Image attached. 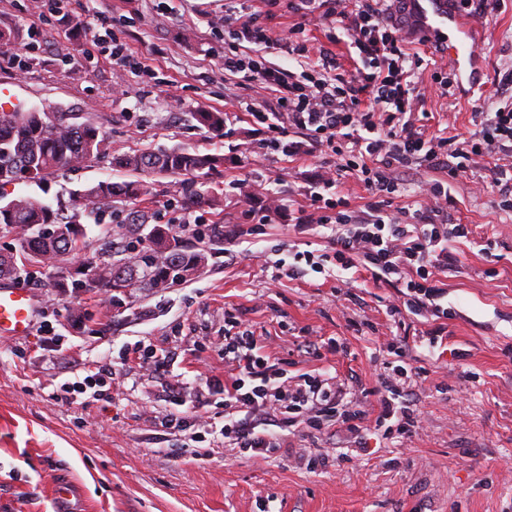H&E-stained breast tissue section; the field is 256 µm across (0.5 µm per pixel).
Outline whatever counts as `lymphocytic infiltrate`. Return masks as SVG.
<instances>
[{"label": "lymphocytic infiltrate", "mask_w": 512, "mask_h": 512, "mask_svg": "<svg viewBox=\"0 0 512 512\" xmlns=\"http://www.w3.org/2000/svg\"><path fill=\"white\" fill-rule=\"evenodd\" d=\"M299 2L303 9L322 11L343 30L362 62L356 76L336 73V56L326 49L319 52V68L298 74L238 54L224 57L226 72L244 74L256 88L277 97L275 112L258 103L246 107L253 123L265 125L268 147L288 157L319 153L334 161L321 177V191L311 195L312 212L302 218L306 224L337 225L334 247L320 255L295 253L288 273L298 276L307 268L319 273L329 262L344 270L360 266L374 282L396 288L409 313L448 318L441 304L445 287L436 272L456 261L449 241L472 233L469 225L448 221L452 184L467 176L472 157L512 149V96L493 99L492 110L483 113L479 129L468 139L427 134L413 112L421 60L409 54L405 36H420L425 43L430 37L412 0ZM423 164L447 171L448 177L423 183L427 205L399 218L382 198L398 192L399 172ZM352 171L371 191L360 210L334 190L337 173ZM219 345L233 371L222 387L226 412L221 434L253 458H268L282 448L283 429L300 420L311 437L321 433L323 416L334 413L354 435L374 429L404 436L417 422L401 386L412 376L404 347H389L396 359L371 390L379 404L372 417L360 401H346V385L338 377L289 376L249 329L225 330Z\"/></svg>", "instance_id": "f902f5d3"}]
</instances>
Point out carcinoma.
<instances>
[{
  "instance_id": "obj_1",
  "label": "carcinoma",
  "mask_w": 512,
  "mask_h": 512,
  "mask_svg": "<svg viewBox=\"0 0 512 512\" xmlns=\"http://www.w3.org/2000/svg\"><path fill=\"white\" fill-rule=\"evenodd\" d=\"M194 117L213 131L224 129V113L199 112ZM105 137L92 123H70L49 112L0 113V184L14 181L40 183L55 172L82 167L104 152ZM115 164L138 174L116 185L101 181L71 199L72 214L65 215L32 196L0 204V228L16 233L12 248L0 251V279H34L46 263H57L85 245L82 209L92 204L99 214L118 199L142 203L154 197L151 177H173L189 186L183 198L188 208L224 210L223 195L200 191L193 185L224 171V156L181 148L124 153ZM129 240L108 259L60 268L55 286L65 294L81 285L91 290L126 294L134 288L164 290L197 277L208 251L224 244V223L211 224L205 245L198 247L154 223L148 207L129 212L119 223Z\"/></svg>"
}]
</instances>
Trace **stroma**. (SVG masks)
<instances>
[{"label":"stroma","mask_w":512,"mask_h":512,"mask_svg":"<svg viewBox=\"0 0 512 512\" xmlns=\"http://www.w3.org/2000/svg\"><path fill=\"white\" fill-rule=\"evenodd\" d=\"M61 10L69 23L57 21L49 0H0V27L18 33L0 50L11 58L0 65V84L23 109L94 123L110 154L40 184L1 185L0 203L29 195L54 205L98 182L126 181L112 164L117 154L173 146L219 153L226 161L212 187L224 196L223 213L185 208V189L172 178L158 179L150 209L190 243L196 237L186 220L223 222L225 249L237 261L225 266V249L212 251L196 279L163 291L137 288L118 301L92 290L57 294L50 267L13 281L40 308L28 335L0 338V512H53L63 480L80 488L84 512H260L264 505L271 512H512V210L495 203L494 158L473 157L472 177L452 192L448 220L470 225L473 235L449 244L457 267L447 274L443 303L452 317L442 345L428 348L420 337L433 319L387 316L398 292L366 272L341 273L329 263L295 278L278 267L298 251L331 250L330 230L300 218L332 160L263 149L266 133L245 112L254 85L225 74L224 55L248 53L295 73L314 60L232 39L224 17L246 10L274 32L300 27L310 49L329 44V20L291 0H62ZM461 18L475 35L479 92L434 94L436 72L451 64L428 44L419 49L427 94L415 109L428 132L466 138L489 97L512 93V0L492 13L476 2ZM98 35L128 47L146 71L117 79L111 57L94 43ZM203 111L227 113L223 131L194 120ZM136 207L118 201L101 223H88L86 245L71 262L107 258L121 240L119 221ZM486 238L497 243L494 255L480 250ZM75 309L83 324L73 323ZM228 318L264 337L289 375L325 369L356 395L375 386L388 344L408 336L419 378L405 390L419 428L404 438L366 432L352 442L331 421L315 442L299 424L287 430L286 448L256 460L216 440L206 420L166 427L176 401H194L207 380L227 378L216 342ZM298 336L337 338L347 351L316 360L294 351ZM139 341L151 345L152 358L128 355ZM107 372V400L56 399L62 384ZM200 446L208 456H196ZM320 454L326 464L310 469Z\"/></svg>","instance_id":"35a3bbf8"}]
</instances>
